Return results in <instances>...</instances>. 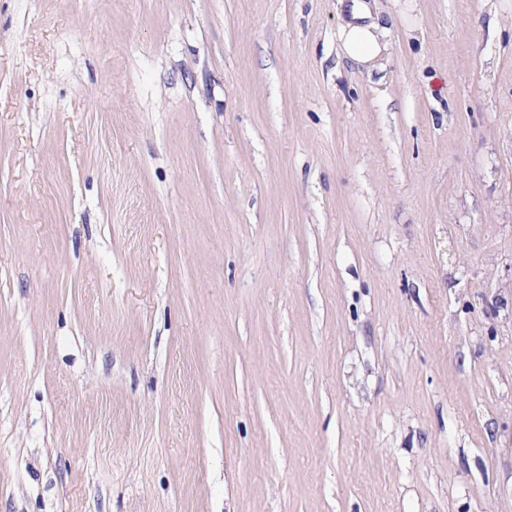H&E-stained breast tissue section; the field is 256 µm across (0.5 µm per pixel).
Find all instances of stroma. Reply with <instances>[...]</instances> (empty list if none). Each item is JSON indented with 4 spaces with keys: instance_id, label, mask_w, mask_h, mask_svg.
<instances>
[{
    "instance_id": "35a3bbf8",
    "label": "stroma",
    "mask_w": 512,
    "mask_h": 512,
    "mask_svg": "<svg viewBox=\"0 0 512 512\" xmlns=\"http://www.w3.org/2000/svg\"><path fill=\"white\" fill-rule=\"evenodd\" d=\"M0 0V512H512V0ZM347 3L349 18L339 31L343 54L354 62L373 66L386 44L384 33L372 21L371 7L367 0H350Z\"/></svg>"
}]
</instances>
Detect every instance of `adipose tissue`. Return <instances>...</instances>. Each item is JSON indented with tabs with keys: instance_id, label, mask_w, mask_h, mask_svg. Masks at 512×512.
I'll list each match as a JSON object with an SVG mask.
<instances>
[{
	"instance_id": "adipose-tissue-1",
	"label": "adipose tissue",
	"mask_w": 512,
	"mask_h": 512,
	"mask_svg": "<svg viewBox=\"0 0 512 512\" xmlns=\"http://www.w3.org/2000/svg\"><path fill=\"white\" fill-rule=\"evenodd\" d=\"M347 13L349 18L339 31L343 54L354 62L373 64L386 45L383 32L370 20L368 0H349Z\"/></svg>"
}]
</instances>
